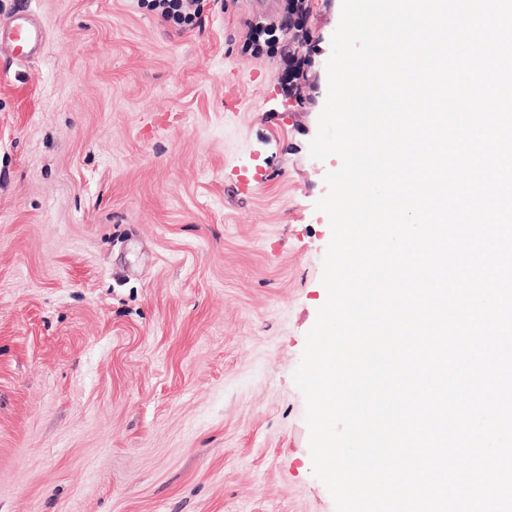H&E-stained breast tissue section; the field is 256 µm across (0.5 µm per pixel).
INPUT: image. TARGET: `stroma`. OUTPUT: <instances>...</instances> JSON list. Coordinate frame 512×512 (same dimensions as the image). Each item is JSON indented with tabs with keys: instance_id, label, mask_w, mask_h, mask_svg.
<instances>
[{
	"instance_id": "stroma-1",
	"label": "stroma",
	"mask_w": 512,
	"mask_h": 512,
	"mask_svg": "<svg viewBox=\"0 0 512 512\" xmlns=\"http://www.w3.org/2000/svg\"><path fill=\"white\" fill-rule=\"evenodd\" d=\"M341 4L308 0L291 92L245 47L284 0H197L183 31L0 0L45 33L0 48V512H335L292 374L327 299L342 161L309 144Z\"/></svg>"
}]
</instances>
